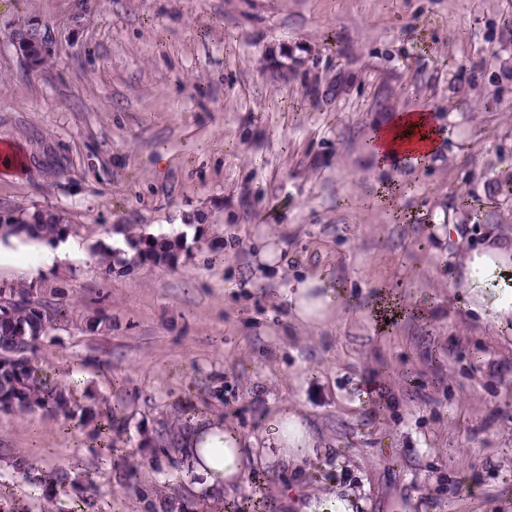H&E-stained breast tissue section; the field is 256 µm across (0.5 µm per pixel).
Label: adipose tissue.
<instances>
[{
  "mask_svg": "<svg viewBox=\"0 0 512 512\" xmlns=\"http://www.w3.org/2000/svg\"><path fill=\"white\" fill-rule=\"evenodd\" d=\"M439 131L428 111L396 114L377 128L372 140L376 166L392 168L405 160L427 161L437 152ZM436 235L457 238L451 287L470 315L495 325L512 327V234L486 227L477 244L461 237L457 223L438 224ZM341 288L315 272L300 274L283 290L290 320L321 330L339 313ZM268 428L258 437H246L229 427L218 414L193 418L178 435L172 456L193 483L201 500L221 503L241 488L246 464L276 460L286 468H299L315 457L324 442L313 423L297 407L276 408L267 416Z\"/></svg>",
  "mask_w": 512,
  "mask_h": 512,
  "instance_id": "adipose-tissue-1",
  "label": "adipose tissue"
}]
</instances>
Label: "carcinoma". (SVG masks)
Instances as JSON below:
<instances>
[{"mask_svg":"<svg viewBox=\"0 0 512 512\" xmlns=\"http://www.w3.org/2000/svg\"><path fill=\"white\" fill-rule=\"evenodd\" d=\"M38 226L46 240L60 239L64 234V225L59 223L57 213L51 210L36 213ZM128 244L136 251L134 263H165L184 249V236H165L161 238L128 239ZM103 272L112 275L113 265H126L128 261L120 258L107 246L99 249ZM0 286L10 290L15 308L0 317V409L5 412H29L42 410L57 414L63 412L79 421L92 426L99 434L106 429L110 432L121 427L117 408L108 406L93 409L72 402L67 392L57 383L39 375L32 364V355L40 338L52 329L61 315L62 306H50L38 297L36 287L3 283ZM177 427L168 421L159 424V428L144 437L146 447L155 449L154 465L161 467L162 461L173 463L165 457L166 451L176 443ZM55 487L65 493L67 490L79 492L78 501L83 505L80 512H98L99 500L95 487L84 483L67 471H58L54 477Z\"/></svg>","mask_w":512,"mask_h":512,"instance_id":"cac0c4a2","label":"carcinoma"}]
</instances>
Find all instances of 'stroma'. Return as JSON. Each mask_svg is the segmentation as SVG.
<instances>
[{
  "instance_id": "1",
  "label": "stroma",
  "mask_w": 512,
  "mask_h": 512,
  "mask_svg": "<svg viewBox=\"0 0 512 512\" xmlns=\"http://www.w3.org/2000/svg\"><path fill=\"white\" fill-rule=\"evenodd\" d=\"M48 21L54 62L29 72L10 41L18 16ZM430 111L426 164L369 157L376 127ZM27 168L0 173V210L54 208L73 256L56 270L16 248L0 282L65 302L36 359L78 375L80 403L121 405L116 452L76 420L0 411V501L73 512L76 498L8 464L91 480L102 512L171 496L203 507L180 471L118 472L185 398L259 435L271 408L306 409L331 451L309 469L248 463L233 506L283 512L284 491L336 483L355 512H512V330L464 323L449 288L453 245L435 224L512 231V0H0V144ZM193 235L167 264L115 268L98 248L118 228ZM273 237L276 265L255 238ZM319 269L344 291L320 333L288 320L281 290ZM393 290L413 312L379 332L367 311ZM106 316L109 327L87 322ZM380 385L361 398L360 382Z\"/></svg>"
}]
</instances>
